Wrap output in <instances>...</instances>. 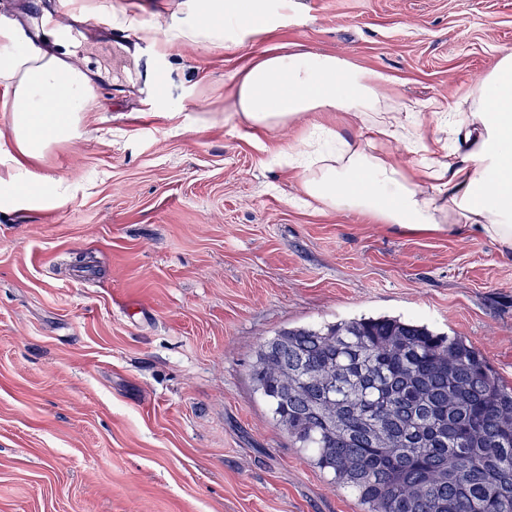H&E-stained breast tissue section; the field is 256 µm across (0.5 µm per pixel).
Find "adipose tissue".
I'll return each mask as SVG.
<instances>
[{
	"label": "adipose tissue",
	"instance_id": "ef3b65f1",
	"mask_svg": "<svg viewBox=\"0 0 512 512\" xmlns=\"http://www.w3.org/2000/svg\"><path fill=\"white\" fill-rule=\"evenodd\" d=\"M288 0H197L192 19L166 29L170 42L223 48L234 37L270 32L271 11ZM19 44L0 31V96L15 120L14 172L0 198L59 194L60 180L31 178L51 141L70 136L91 100V80L72 64L65 41ZM388 75L332 54L283 50L251 59L235 83L237 110L254 130L301 116L313 121L298 147L278 152L299 177L298 201L318 211L354 212L412 233L444 229L483 235L512 252V53L501 56L469 112L435 113L442 136L427 135L420 113L389 97ZM335 115L336 124L325 123ZM415 157L399 163L392 146Z\"/></svg>",
	"mask_w": 512,
	"mask_h": 512
}]
</instances>
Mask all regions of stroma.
I'll return each mask as SVG.
<instances>
[{"label":"stroma","instance_id":"obj_1","mask_svg":"<svg viewBox=\"0 0 512 512\" xmlns=\"http://www.w3.org/2000/svg\"><path fill=\"white\" fill-rule=\"evenodd\" d=\"M95 97L34 162L57 196L0 204V512H361L294 448L249 373L288 327L401 315L512 385V255L289 204L270 164L312 122L243 126L237 72L302 46L434 113L512 52V0H294L221 50L170 43L188 0H85ZM155 34L154 41L141 37Z\"/></svg>","mask_w":512,"mask_h":512}]
</instances>
